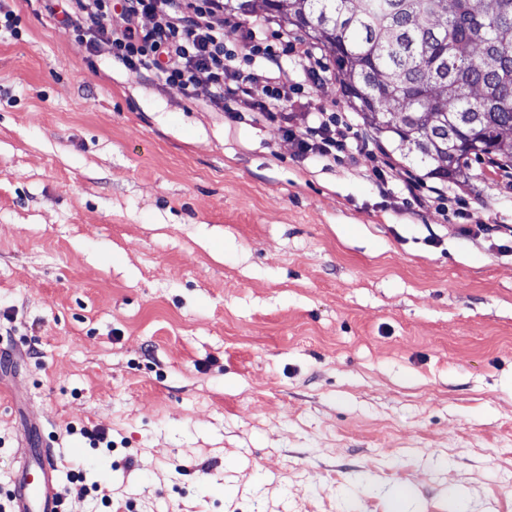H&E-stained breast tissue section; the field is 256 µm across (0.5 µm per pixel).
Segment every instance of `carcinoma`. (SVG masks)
<instances>
[{"label": "carcinoma", "mask_w": 512, "mask_h": 512, "mask_svg": "<svg viewBox=\"0 0 512 512\" xmlns=\"http://www.w3.org/2000/svg\"><path fill=\"white\" fill-rule=\"evenodd\" d=\"M266 11L328 50L350 107L426 176L512 163V0H273Z\"/></svg>", "instance_id": "obj_1"}]
</instances>
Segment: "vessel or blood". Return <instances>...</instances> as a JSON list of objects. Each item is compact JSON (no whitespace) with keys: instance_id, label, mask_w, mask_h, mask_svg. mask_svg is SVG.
Segmentation results:
<instances>
[{"instance_id":"obj_1","label":"vessel or blood","mask_w":512,"mask_h":512,"mask_svg":"<svg viewBox=\"0 0 512 512\" xmlns=\"http://www.w3.org/2000/svg\"><path fill=\"white\" fill-rule=\"evenodd\" d=\"M23 468L13 486L15 512H62L56 495L59 467L51 449L23 446Z\"/></svg>"}]
</instances>
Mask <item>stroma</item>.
Returning <instances> with one entry per match:
<instances>
[{
    "mask_svg": "<svg viewBox=\"0 0 512 512\" xmlns=\"http://www.w3.org/2000/svg\"><path fill=\"white\" fill-rule=\"evenodd\" d=\"M7 11L0 505L34 419L67 512H512V168L384 188Z\"/></svg>",
    "mask_w": 512,
    "mask_h": 512,
    "instance_id": "stroma-1",
    "label": "stroma"
}]
</instances>
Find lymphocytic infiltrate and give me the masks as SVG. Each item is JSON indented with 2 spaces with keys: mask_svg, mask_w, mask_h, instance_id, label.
<instances>
[{
  "mask_svg": "<svg viewBox=\"0 0 512 512\" xmlns=\"http://www.w3.org/2000/svg\"><path fill=\"white\" fill-rule=\"evenodd\" d=\"M60 7L66 19L91 20L113 59L126 67L155 74L165 84L184 91L199 86L211 90V101L229 118L250 117L277 123L282 135L295 147L299 158L333 156L337 149L351 147L353 158L372 164L375 179L393 176L395 168L361 143L357 130L333 112L310 111L303 102L305 91L323 79V65L312 46L279 33L277 44L260 37L267 19L243 23L225 11L224 0H48ZM240 36L249 57L258 58V69L244 72L234 66L225 40ZM299 60L296 81H289L280 57ZM265 82L264 97H255L252 86Z\"/></svg>",
  "mask_w": 512,
  "mask_h": 512,
  "instance_id": "obj_1",
  "label": "lymphocytic infiltrate"
}]
</instances>
